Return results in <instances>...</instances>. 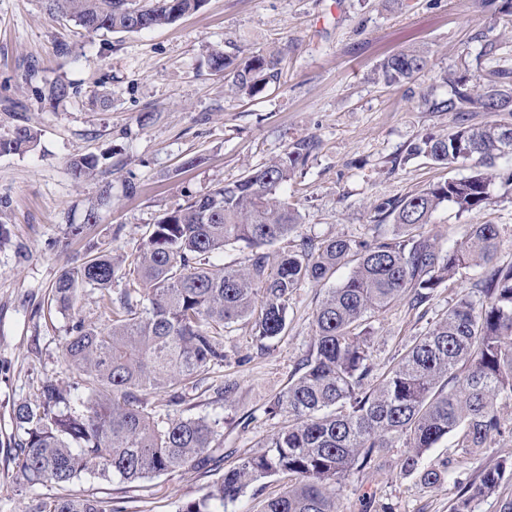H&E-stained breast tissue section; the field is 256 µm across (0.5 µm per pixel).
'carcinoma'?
<instances>
[{
	"instance_id": "1",
	"label": "carcinoma",
	"mask_w": 512,
	"mask_h": 512,
	"mask_svg": "<svg viewBox=\"0 0 512 512\" xmlns=\"http://www.w3.org/2000/svg\"><path fill=\"white\" fill-rule=\"evenodd\" d=\"M205 0H44L50 13L69 17L87 34L133 33L172 24L198 11ZM282 52L256 53L232 71V86L249 95L281 77ZM427 66L425 56L400 52L385 59L379 75L388 84L410 81ZM445 96L424 93L427 112H447L454 127L428 134L408 155L439 165L472 163L471 174L428 186L400 200L374 206L372 221L391 219L389 237L355 240L292 238L299 212L278 196L314 147L298 141L284 156L249 169L240 179L165 213L152 225L139 252L130 257L128 288L114 296L123 260L97 242L67 266L54 287L58 309L74 308L78 293H100L107 321L77 320L64 337L66 362L82 374L90 395L86 411L72 405L79 394L49 380L40 402L13 406L24 430L17 444L22 475L31 484L66 485L87 472L109 481L137 483L176 469H199L221 448L223 433L205 417L162 416L142 395L198 385L210 369L224 365V329L252 323L260 340L281 335L288 302L305 281H319L342 267L345 279L327 291L313 319V342L288 388L267 408L288 422L257 453H243L179 512H218L258 480L286 474L293 483L268 500L263 512H337V491L350 475L380 467L383 453L402 444L410 452L401 472L424 485L440 483L448 467L424 463L442 439L470 455L506 427L501 415L512 405V261H497L496 224H469L448 248L424 231L445 202L460 213L485 206L497 161L512 163V125L475 124L479 114H512V71L496 69L482 84L466 74L444 78ZM53 105L74 94L62 80L38 89ZM34 136L27 127L0 137V155L25 151ZM98 158L72 160L76 180L92 176ZM283 243L270 262L266 248ZM250 249L243 262L218 268L210 258L232 245ZM475 271L471 288L444 316L414 337L395 364L373 375L368 320L407 297L412 307L428 303L443 283ZM149 307L140 308L142 301ZM512 478L504 458L478 480L457 486L450 512H473V503ZM35 512H112L104 502L63 496Z\"/></svg>"
}]
</instances>
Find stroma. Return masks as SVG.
Instances as JSON below:
<instances>
[{"label": "stroma", "instance_id": "stroma-1", "mask_svg": "<svg viewBox=\"0 0 512 512\" xmlns=\"http://www.w3.org/2000/svg\"><path fill=\"white\" fill-rule=\"evenodd\" d=\"M480 32L498 44L495 57L481 56ZM280 49L286 55L279 82L251 97L231 92L230 75L208 65L214 50L242 61ZM404 50L423 53L427 69L401 86L378 82L377 64ZM492 68H512V25L491 21L481 0H206L170 26L92 36L49 14L43 0H0V137L24 126L36 133L27 152L0 156V225L9 232L0 243V512H33L36 503L67 494L107 502L115 512H178L224 474L227 461L219 457L197 472L176 470L134 484L91 474L65 486L24 481L13 449L24 432L12 406L38 399L45 381L67 388L80 383L61 343L74 318L102 319L91 289L80 292L74 314L52 302L55 281L83 255L86 242L134 253L164 213L240 179L303 139L317 147L281 190L301 214L297 235H391L392 221L371 222L374 203L470 172L466 164L443 168L421 156L407 158L410 143L453 125L450 114L420 107V91L431 86L442 95L446 73L482 80ZM55 78L77 92L52 109L37 89ZM85 154L99 156V171L79 182L69 163ZM506 169L498 163L485 207L461 214L441 205L426 232L448 245L467 225H498L499 258L511 261L512 184L500 177ZM105 188L111 200L99 222L85 224L87 205ZM73 224L83 225V235L70 234ZM346 275L341 269L298 288L281 336L257 340L247 320L225 329L226 360L209 382L235 381L229 400L186 386L176 405L164 391L146 393L149 406L162 415L218 421L225 451L259 450L281 424L265 408L308 351L325 291ZM470 287L469 277H457L435 289L427 310L402 299L372 317L376 371ZM503 417L510 434L467 458L457 457L449 438L426 454L429 463L451 462L450 478L438 485L401 474L407 448L388 449L380 469L343 481L339 512H448L458 484L512 457V406Z\"/></svg>", "mask_w": 512, "mask_h": 512}]
</instances>
